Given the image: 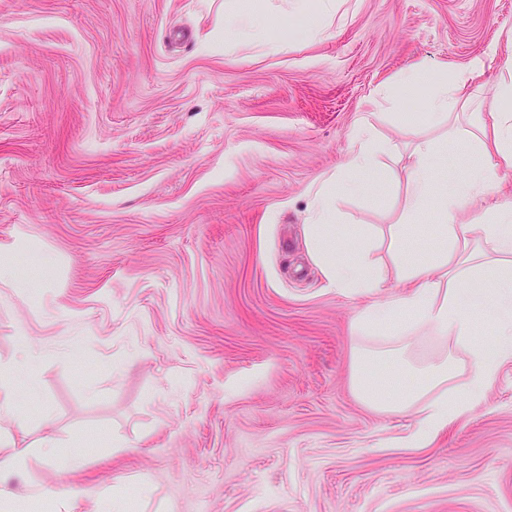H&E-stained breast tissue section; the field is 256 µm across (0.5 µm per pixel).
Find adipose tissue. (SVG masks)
Listing matches in <instances>:
<instances>
[{"label": "adipose tissue", "mask_w": 512, "mask_h": 512, "mask_svg": "<svg viewBox=\"0 0 512 512\" xmlns=\"http://www.w3.org/2000/svg\"><path fill=\"white\" fill-rule=\"evenodd\" d=\"M497 68L492 87L481 84L485 70ZM404 87H429L425 109L440 128L439 137L418 136L411 144L405 168L407 186L402 203L403 223L389 225L386 234H367L364 252L352 260L337 256V193L356 194L375 178L379 160L389 147L376 141L368 126H359L343 162L344 181L329 177L315 191V205L304 229L305 245L320 267L328 287L364 297L359 321L380 326L408 313L439 336L452 338L469 355L471 373L457 377V362L445 356L421 369L412 386L394 388L379 378L381 355L354 350L352 380L377 410L405 411L421 402L423 417L411 445L424 447L432 438L472 412L495 382L500 370L512 364V202L493 186L500 172L512 169V43L493 45L452 77L430 79L426 67L413 64L401 77ZM496 107L485 111L486 97ZM467 148L481 165L459 180L441 204L442 248L428 260H418L403 248L411 231L407 220L417 215L448 147ZM481 204L485 222L473 227L466 219L472 204ZM384 242L392 258L389 276L378 272L372 253ZM485 311L496 325L492 343L478 341L474 310Z\"/></svg>", "instance_id": "1"}]
</instances>
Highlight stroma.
I'll use <instances>...</instances> for the list:
<instances>
[{
  "mask_svg": "<svg viewBox=\"0 0 512 512\" xmlns=\"http://www.w3.org/2000/svg\"><path fill=\"white\" fill-rule=\"evenodd\" d=\"M225 0H0V492L50 512H512V367L425 448L379 413L353 345L391 340L304 245L315 181L360 122L394 149L337 196L341 259L399 218L426 89L512 38V0H261L267 41H219ZM287 38L288 50L270 41ZM449 150L408 242L436 251Z\"/></svg>",
  "mask_w": 512,
  "mask_h": 512,
  "instance_id": "35a3bbf8",
  "label": "stroma"
}]
</instances>
